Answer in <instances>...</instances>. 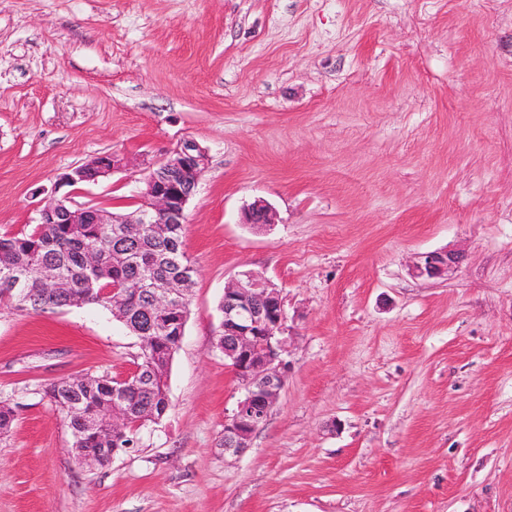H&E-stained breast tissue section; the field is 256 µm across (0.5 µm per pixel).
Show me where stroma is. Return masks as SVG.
Listing matches in <instances>:
<instances>
[{
    "label": "stroma",
    "mask_w": 512,
    "mask_h": 512,
    "mask_svg": "<svg viewBox=\"0 0 512 512\" xmlns=\"http://www.w3.org/2000/svg\"><path fill=\"white\" fill-rule=\"evenodd\" d=\"M206 151L169 408L77 465L45 389L121 379L140 341L89 305H0V512H512V0H0V234L57 178L135 209L144 172ZM267 201L275 223L244 209ZM462 253L414 279L422 253ZM280 292L290 369L249 449L216 346L224 285Z\"/></svg>",
    "instance_id": "1"
}]
</instances>
